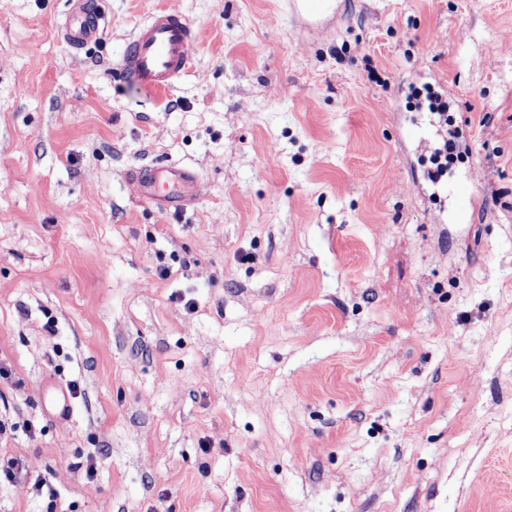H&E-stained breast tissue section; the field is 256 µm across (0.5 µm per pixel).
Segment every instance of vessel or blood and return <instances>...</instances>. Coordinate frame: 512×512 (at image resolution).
Segmentation results:
<instances>
[{"label": "vessel or blood", "instance_id": "b4317fda", "mask_svg": "<svg viewBox=\"0 0 512 512\" xmlns=\"http://www.w3.org/2000/svg\"><path fill=\"white\" fill-rule=\"evenodd\" d=\"M62 32L72 46L80 47L96 37L98 22L88 0H74ZM194 30L181 15L167 11L153 14L133 34L121 57L124 80L148 91H162L185 75L192 65ZM133 179L142 200L166 210H183L191 205L196 174L176 166H147Z\"/></svg>", "mask_w": 512, "mask_h": 512}]
</instances>
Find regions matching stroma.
Returning <instances> with one entry per match:
<instances>
[{
	"mask_svg": "<svg viewBox=\"0 0 512 512\" xmlns=\"http://www.w3.org/2000/svg\"><path fill=\"white\" fill-rule=\"evenodd\" d=\"M91 2L75 48L0 0V512H512V0ZM160 10L193 68L153 93ZM194 30L181 15L153 14L133 34L121 57L124 80L148 91H162L192 65ZM133 179L142 200L165 210L186 209L195 196L197 176L183 167L147 166L137 170Z\"/></svg>",
	"mask_w": 512,
	"mask_h": 512,
	"instance_id": "obj_1",
	"label": "stroma"
}]
</instances>
